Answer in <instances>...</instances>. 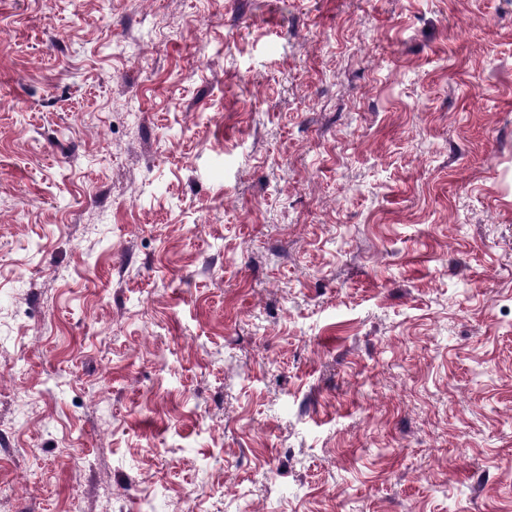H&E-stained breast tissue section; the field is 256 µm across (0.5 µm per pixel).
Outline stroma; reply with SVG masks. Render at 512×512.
Segmentation results:
<instances>
[{
  "label": "stroma",
  "instance_id": "obj_1",
  "mask_svg": "<svg viewBox=\"0 0 512 512\" xmlns=\"http://www.w3.org/2000/svg\"><path fill=\"white\" fill-rule=\"evenodd\" d=\"M0 448V512H512V0H0Z\"/></svg>",
  "mask_w": 512,
  "mask_h": 512
}]
</instances>
